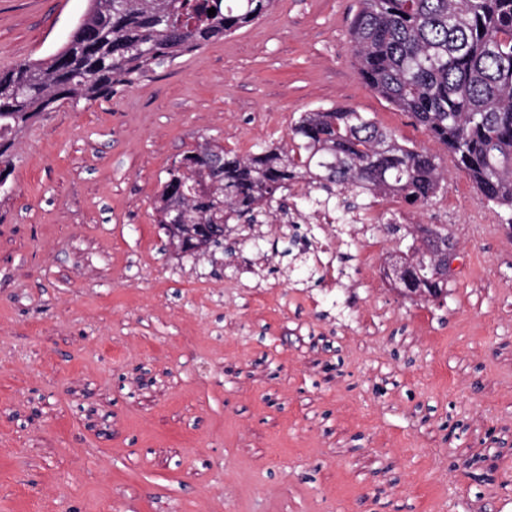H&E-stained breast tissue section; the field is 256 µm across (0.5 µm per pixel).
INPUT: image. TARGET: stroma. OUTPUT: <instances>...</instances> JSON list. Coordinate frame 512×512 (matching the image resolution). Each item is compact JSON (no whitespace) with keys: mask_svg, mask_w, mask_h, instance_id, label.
Wrapping results in <instances>:
<instances>
[{"mask_svg":"<svg viewBox=\"0 0 512 512\" xmlns=\"http://www.w3.org/2000/svg\"><path fill=\"white\" fill-rule=\"evenodd\" d=\"M88 0H0V71ZM357 0L260 19L17 136L0 195V512H512V212L373 92ZM352 106L446 177L399 234L343 196L223 247L163 250L156 195L204 140L247 153ZM456 245L441 301L384 270L416 225ZM331 240L332 269L316 259Z\"/></svg>","mask_w":512,"mask_h":512,"instance_id":"stroma-1","label":"stroma"}]
</instances>
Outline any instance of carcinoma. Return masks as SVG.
<instances>
[{
    "label": "carcinoma",
    "mask_w": 512,
    "mask_h": 512,
    "mask_svg": "<svg viewBox=\"0 0 512 512\" xmlns=\"http://www.w3.org/2000/svg\"><path fill=\"white\" fill-rule=\"evenodd\" d=\"M273 2L90 0L78 38L45 59L0 71V177L12 173L17 133L53 104L109 97L256 21ZM350 42L367 86L446 146L483 199L512 210V0H359ZM291 141L249 154L198 145L161 183L157 223L194 225L184 242L194 252L205 241L219 243L216 224H258L277 200L288 212L281 192L292 183L329 199L395 194L416 206L441 189L433 156L352 107L303 113ZM411 252L421 287L447 288L430 259Z\"/></svg>",
    "instance_id": "obj_1"
}]
</instances>
